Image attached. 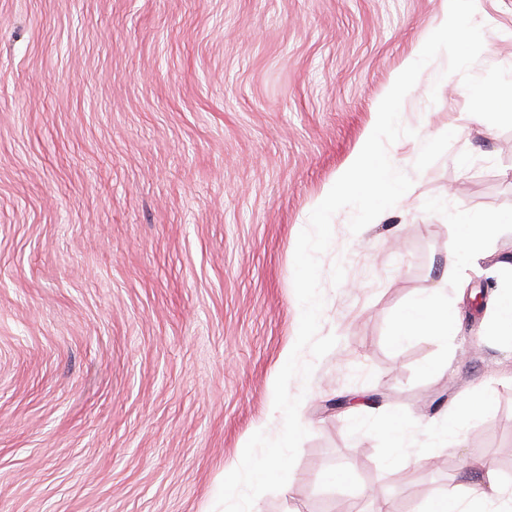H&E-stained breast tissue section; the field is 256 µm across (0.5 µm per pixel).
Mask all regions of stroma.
<instances>
[{
    "instance_id": "obj_1",
    "label": "stroma",
    "mask_w": 512,
    "mask_h": 512,
    "mask_svg": "<svg viewBox=\"0 0 512 512\" xmlns=\"http://www.w3.org/2000/svg\"><path fill=\"white\" fill-rule=\"evenodd\" d=\"M442 0H0V512H213L295 344L298 236L371 133ZM472 72L512 69V0H476ZM445 56L388 147L413 180L321 257L307 429L253 512H429L484 458L512 486V344L494 266L450 258L462 216L512 215V130L468 113ZM443 288L451 336L392 335ZM485 290L470 316L468 290ZM488 412L443 426L472 397ZM348 403L337 406L339 398ZM403 423L401 446L386 429Z\"/></svg>"
}]
</instances>
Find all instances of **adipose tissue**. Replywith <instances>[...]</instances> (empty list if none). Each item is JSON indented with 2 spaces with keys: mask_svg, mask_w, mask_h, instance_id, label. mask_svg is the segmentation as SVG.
I'll use <instances>...</instances> for the list:
<instances>
[{
  "mask_svg": "<svg viewBox=\"0 0 512 512\" xmlns=\"http://www.w3.org/2000/svg\"><path fill=\"white\" fill-rule=\"evenodd\" d=\"M455 313L448 306L441 289L430 290L414 300L396 319L393 335L403 339L418 332L444 336L452 328ZM491 331L496 336L512 338V260L498 264V296L491 317ZM482 482L469 489L466 512H512V492L501 484L489 461L479 463Z\"/></svg>",
  "mask_w": 512,
  "mask_h": 512,
  "instance_id": "1",
  "label": "adipose tissue"
}]
</instances>
